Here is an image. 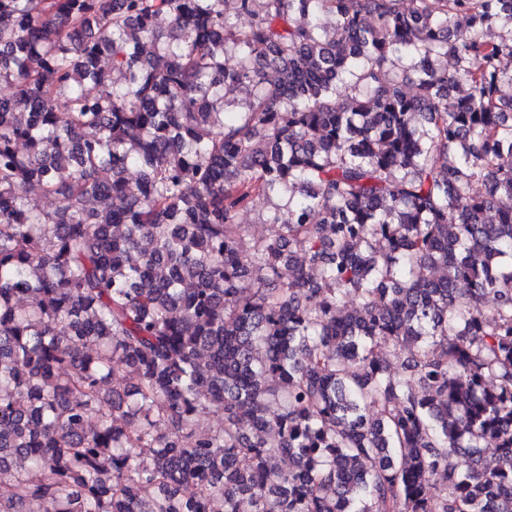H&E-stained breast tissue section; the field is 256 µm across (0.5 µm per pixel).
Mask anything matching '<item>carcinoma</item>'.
I'll list each match as a JSON object with an SVG mask.
<instances>
[{
    "label": "carcinoma",
    "instance_id": "1",
    "mask_svg": "<svg viewBox=\"0 0 512 512\" xmlns=\"http://www.w3.org/2000/svg\"><path fill=\"white\" fill-rule=\"evenodd\" d=\"M403 2L0 0V512H512V0ZM272 201L264 197L256 198L251 208L240 216V222L248 225L251 236L263 237L269 233L268 224H264L266 215L271 210Z\"/></svg>",
    "mask_w": 512,
    "mask_h": 512
}]
</instances>
